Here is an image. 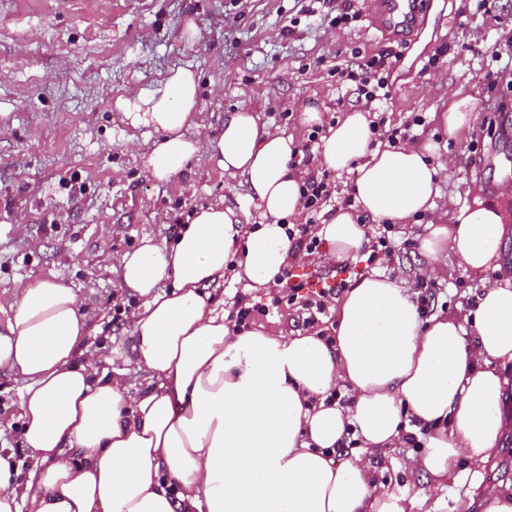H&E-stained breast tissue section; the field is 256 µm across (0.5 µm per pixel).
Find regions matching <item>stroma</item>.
<instances>
[{"label": "stroma", "instance_id": "35a3bbf8", "mask_svg": "<svg viewBox=\"0 0 512 512\" xmlns=\"http://www.w3.org/2000/svg\"><path fill=\"white\" fill-rule=\"evenodd\" d=\"M357 19L336 27L344 7ZM199 35L188 39L187 24ZM398 53L387 103L367 102L337 69H356L359 56ZM512 53V0H422L417 22L404 35L379 26L374 0H0V324L34 279L56 276L74 288L86 316L89 354L112 357L133 388L146 384L135 365L129 321H113L115 308L137 310L120 286V263L143 236L170 239L201 207L224 203L249 212L244 179L226 180L209 152L194 156L168 181L153 180L144 161L157 134L127 124L114 102L157 96L171 69L200 76L201 128L192 139L216 138L227 113L257 112L267 127L298 144L299 169L321 173L318 146L303 124L304 106L317 105L324 122L355 108L375 112L384 131L407 130L409 142L439 140L449 163L441 196L423 217L395 227L391 255L374 263L329 262L322 253L288 263L313 292L372 271L417 274L426 263L416 237L426 225L448 220L449 202L468 193L499 196L512 188V71L487 84L491 52ZM464 87L477 118L464 143L448 140L433 118L448 106V89ZM423 125H414V117ZM324 174V173H321ZM331 199L325 220L352 197L355 173L324 174ZM486 274L449 262L434 280L427 314L463 318ZM252 328L270 335L307 333L301 312L280 306L256 314ZM24 383L0 369V452L13 455L19 481L33 462L21 444ZM409 446L386 451L384 479L410 494L431 482L412 472ZM480 490L461 474L449 476L428 512H478Z\"/></svg>", "mask_w": 512, "mask_h": 512}]
</instances>
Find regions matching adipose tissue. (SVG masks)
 Segmentation results:
<instances>
[{"label": "adipose tissue", "instance_id": "1", "mask_svg": "<svg viewBox=\"0 0 512 512\" xmlns=\"http://www.w3.org/2000/svg\"><path fill=\"white\" fill-rule=\"evenodd\" d=\"M198 97V77L180 67L160 95L115 106L131 126L160 131L145 161L153 178L169 180L208 147L227 178L246 179L263 220L249 229L214 204L171 244L146 238L123 256L122 287L142 300L131 327L147 383L136 391L86 356L74 288L39 278L25 289L0 329V369L24 382L21 438L36 469L18 483L11 456L0 455V512H404L379 473L382 450L409 434L424 437L413 468L433 488L461 469L482 484L512 425V210L477 194L418 239L421 278L451 260L493 273L463 319L423 317L413 281L374 272L338 299L334 343L316 332H235L210 289L228 274L255 290L276 285L303 177L293 138L249 108L228 113L207 145L187 138ZM475 119L459 88L437 122L456 141ZM372 121L363 109L343 113L319 151L320 169L358 173L353 206L316 231L339 262L368 250L365 219H413L441 192L438 143L381 145ZM339 386L349 406L328 403ZM351 438L358 447L333 463L328 450Z\"/></svg>", "mask_w": 512, "mask_h": 512}]
</instances>
